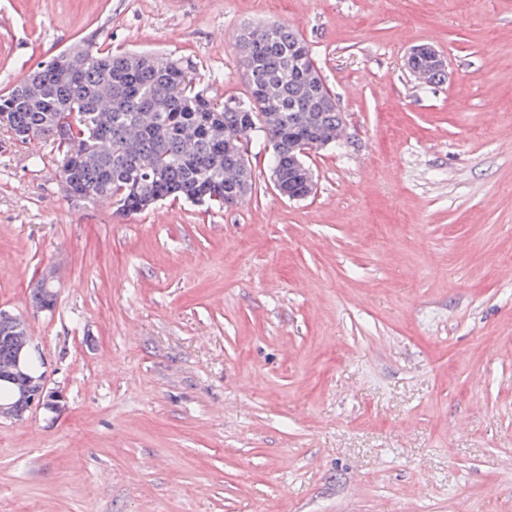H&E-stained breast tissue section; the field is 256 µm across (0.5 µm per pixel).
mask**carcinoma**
Here are the masks:
<instances>
[{
	"label": "carcinoma",
	"instance_id": "1",
	"mask_svg": "<svg viewBox=\"0 0 512 512\" xmlns=\"http://www.w3.org/2000/svg\"><path fill=\"white\" fill-rule=\"evenodd\" d=\"M299 38L282 23L238 30L248 94L223 102L181 60L89 44L43 62L1 94L0 126L21 143L55 145L70 197L108 202L118 217L170 197L233 207L245 197L240 137L267 141L271 169L286 179L299 140L342 130L336 102L313 110L298 94ZM26 338L24 322L0 316L1 373Z\"/></svg>",
	"mask_w": 512,
	"mask_h": 512
}]
</instances>
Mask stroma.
Here are the masks:
<instances>
[{
  "label": "stroma",
  "instance_id": "obj_1",
  "mask_svg": "<svg viewBox=\"0 0 512 512\" xmlns=\"http://www.w3.org/2000/svg\"><path fill=\"white\" fill-rule=\"evenodd\" d=\"M270 21L344 114L308 198L256 140L237 207L119 219L0 131V310L65 396L0 418V512H512V0H0V94L90 42L242 99ZM411 57L421 58L426 63L427 67L432 71H443L445 70V61L440 53L430 45H420L411 50V53L406 59V68L410 70V59ZM423 60L413 61L411 64V71L409 73L413 76V72L423 67Z\"/></svg>",
  "mask_w": 512,
  "mask_h": 512
}]
</instances>
